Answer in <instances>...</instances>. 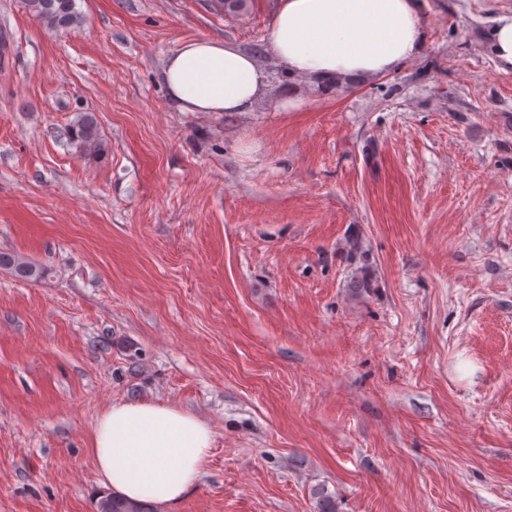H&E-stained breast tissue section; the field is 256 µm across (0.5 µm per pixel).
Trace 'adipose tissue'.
I'll list each match as a JSON object with an SVG mask.
<instances>
[{"label":"adipose tissue","mask_w":512,"mask_h":512,"mask_svg":"<svg viewBox=\"0 0 512 512\" xmlns=\"http://www.w3.org/2000/svg\"><path fill=\"white\" fill-rule=\"evenodd\" d=\"M424 0H279L270 49L288 74L325 86L378 77L419 57L427 44ZM160 80L182 112H249L267 73L255 56L212 38L182 43ZM212 444L209 425L176 407L115 402L90 437L105 489L171 506L195 483Z\"/></svg>","instance_id":"1"}]
</instances>
